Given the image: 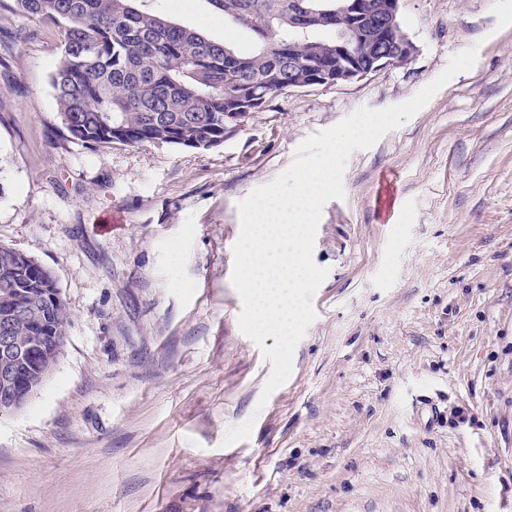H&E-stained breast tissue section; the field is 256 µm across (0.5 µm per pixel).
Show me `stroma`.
I'll return each mask as SVG.
<instances>
[{
  "instance_id": "obj_1",
  "label": "stroma",
  "mask_w": 512,
  "mask_h": 512,
  "mask_svg": "<svg viewBox=\"0 0 512 512\" xmlns=\"http://www.w3.org/2000/svg\"><path fill=\"white\" fill-rule=\"evenodd\" d=\"M148 6L253 45L208 0ZM400 26L409 62L291 90L220 145L85 147L58 116L60 32L0 11V244L51 268L69 311L53 373L0 413V512H512V0H402ZM473 45L352 153L316 235L317 319L260 404L238 202Z\"/></svg>"
}]
</instances>
